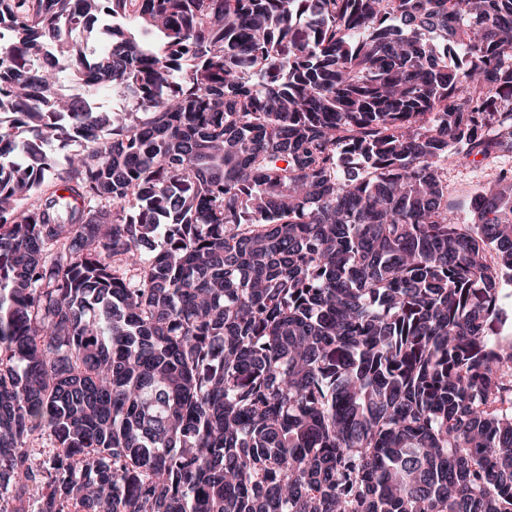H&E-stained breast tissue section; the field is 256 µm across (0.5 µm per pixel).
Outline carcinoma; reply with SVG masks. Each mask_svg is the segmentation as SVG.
Segmentation results:
<instances>
[{
	"mask_svg": "<svg viewBox=\"0 0 512 512\" xmlns=\"http://www.w3.org/2000/svg\"><path fill=\"white\" fill-rule=\"evenodd\" d=\"M2 19L0 512H512V0ZM512 167V152H503L492 165H472L466 169H455L450 167L448 169V184L450 190L454 195L458 196L461 200L465 198L468 191L476 184L483 182L486 179L490 167Z\"/></svg>",
	"mask_w": 512,
	"mask_h": 512,
	"instance_id": "cac0c4a2",
	"label": "carcinoma"
}]
</instances>
